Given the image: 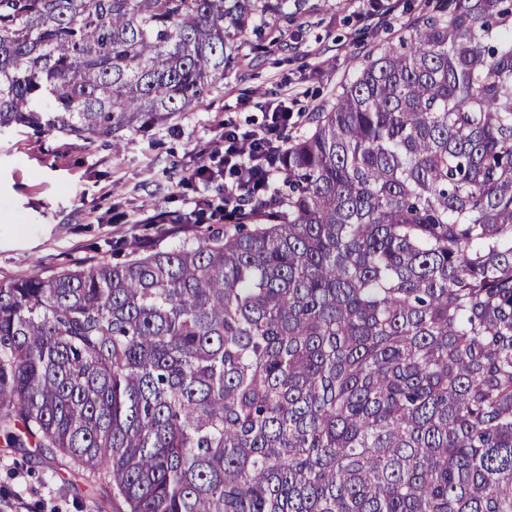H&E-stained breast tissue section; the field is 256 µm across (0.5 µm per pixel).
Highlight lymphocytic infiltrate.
<instances>
[{
	"mask_svg": "<svg viewBox=\"0 0 512 512\" xmlns=\"http://www.w3.org/2000/svg\"><path fill=\"white\" fill-rule=\"evenodd\" d=\"M293 119L294 113L285 101H269L261 129L238 128L214 139V152L221 157L219 165L202 164L190 169L182 182L205 185L220 179L224 182V195L219 199L198 195L192 201L194 210L217 216L236 207L244 193L272 190L279 174L277 164L288 152L286 132Z\"/></svg>",
	"mask_w": 512,
	"mask_h": 512,
	"instance_id": "f902f5d3",
	"label": "lymphocytic infiltrate"
}]
</instances>
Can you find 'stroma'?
<instances>
[{
    "instance_id": "stroma-1",
    "label": "stroma",
    "mask_w": 512,
    "mask_h": 512,
    "mask_svg": "<svg viewBox=\"0 0 512 512\" xmlns=\"http://www.w3.org/2000/svg\"><path fill=\"white\" fill-rule=\"evenodd\" d=\"M373 18L360 0H302L287 19L272 20L277 43L246 41L238 63L197 111L145 134L129 133L120 149L60 133L0 134V283L32 272L50 277L77 267L124 259L135 239L155 247L179 243L169 225L146 224L154 210L190 211L196 194H219L220 183L183 188V172L209 162L207 148L225 121L260 128L265 100L296 97L304 112L290 130L298 139L314 112L334 103L367 51L397 42L424 0H377ZM0 500L26 512H126L105 480L69 458L0 434Z\"/></svg>"
}]
</instances>
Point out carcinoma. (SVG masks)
Here are the masks:
<instances>
[{"label": "carcinoma", "instance_id": "carcinoma-1", "mask_svg": "<svg viewBox=\"0 0 512 512\" xmlns=\"http://www.w3.org/2000/svg\"><path fill=\"white\" fill-rule=\"evenodd\" d=\"M289 0H0V132L193 112ZM124 263L0 284V429L128 512H512V0H442L283 187Z\"/></svg>", "mask_w": 512, "mask_h": 512}]
</instances>
